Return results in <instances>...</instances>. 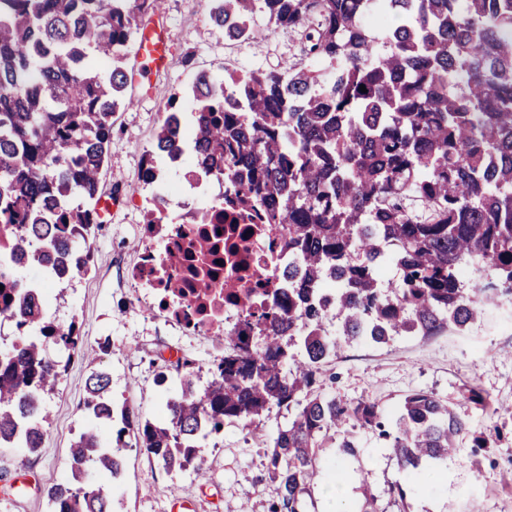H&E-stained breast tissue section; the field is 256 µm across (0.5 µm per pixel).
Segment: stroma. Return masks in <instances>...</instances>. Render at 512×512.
<instances>
[{
	"mask_svg": "<svg viewBox=\"0 0 512 512\" xmlns=\"http://www.w3.org/2000/svg\"><path fill=\"white\" fill-rule=\"evenodd\" d=\"M167 37L174 57L155 74L151 89L138 96L128 89L131 107L112 118V141L101 177V194L117 200L109 221L93 227L89 239L95 254L91 269L49 293L48 319L76 321L82 344L64 352L45 344L44 352L64 362L66 371L54 395L46 400L50 422L37 453L15 445L0 447V512H49L47 489L70 473L69 448L87 425L83 410L85 383L91 371L108 373L112 393L140 419L158 422L180 388L178 358L188 359L206 374L223 356V343L182 336L152 315L145 299L136 297L127 273L139 247L138 226L156 203L155 187L139 178L144 150L152 145L171 95L190 86L198 73L223 78L225 69L285 68L306 64L300 36L283 29L267 34L257 28L245 42L226 40L208 13L207 0H164ZM164 384H157L158 373ZM324 390L346 402L374 399L394 411L403 397L424 390L447 401L465 418L472 434L488 436L487 447L463 440L459 451L440 464L432 487L407 489L410 512H512V309L489 308L481 322L460 333L447 330L423 336H397L384 344L354 340L342 344L323 367ZM477 387L489 401L479 409L469 399ZM292 415L272 410L257 425L228 422L222 434L201 441L200 455L210 477L192 471L166 472L138 449H129L122 479L113 494L122 512H170L174 500L191 504L193 512H267L277 485L267 471L265 439L275 437ZM356 456H342L327 443L323 477L331 463L343 459L354 483L350 507L371 490L387 507L388 489L402 481L388 440L361 430ZM24 474L37 483L22 494L10 493L11 483Z\"/></svg>",
	"mask_w": 512,
	"mask_h": 512,
	"instance_id": "stroma-1",
	"label": "stroma"
}]
</instances>
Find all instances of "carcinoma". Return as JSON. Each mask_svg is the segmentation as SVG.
I'll use <instances>...</instances> for the list:
<instances>
[{"mask_svg": "<svg viewBox=\"0 0 512 512\" xmlns=\"http://www.w3.org/2000/svg\"><path fill=\"white\" fill-rule=\"evenodd\" d=\"M211 21L245 41L261 14L267 34L299 32L304 55L323 68L200 73L191 140L166 108L140 178L159 180L155 156L188 153L195 170L219 161L231 179L233 221L272 224L293 258L288 293L250 314L260 346L224 337V358L198 392L185 364L181 391L162 422L117 406L112 379L93 371L84 411L121 423L106 446L88 427L73 440L70 474L48 490L51 512H117L110 483L136 448L168 472L206 475L198 442L227 421L254 423L272 408L294 412L267 444L279 493L268 512H300L320 476L319 451L344 426L390 440L410 484L433 483L425 460L444 461L470 433L431 393L413 391L386 414L376 400L348 403L320 392L333 308L346 340L465 330L512 294V0H211ZM153 0H0V317L16 340L0 352V445L40 448L43 399L65 367L49 341L71 351L75 321L49 320L40 289L20 277L38 269L60 283L94 262L92 202L112 140V116L131 100L123 67L138 20ZM380 23L370 26L366 17ZM365 86L366 92L360 91ZM399 278L385 282L380 263Z\"/></svg>", "mask_w": 512, "mask_h": 512, "instance_id": "1", "label": "carcinoma"}]
</instances>
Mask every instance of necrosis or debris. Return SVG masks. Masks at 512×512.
I'll return each mask as SVG.
<instances>
[{"label":"necrosis or debris","instance_id":"obj_1","mask_svg":"<svg viewBox=\"0 0 512 512\" xmlns=\"http://www.w3.org/2000/svg\"><path fill=\"white\" fill-rule=\"evenodd\" d=\"M138 235L130 279L178 333L256 336L247 312L261 311L287 286L288 249L270 225L186 224L175 217L139 225Z\"/></svg>","mask_w":512,"mask_h":512}]
</instances>
